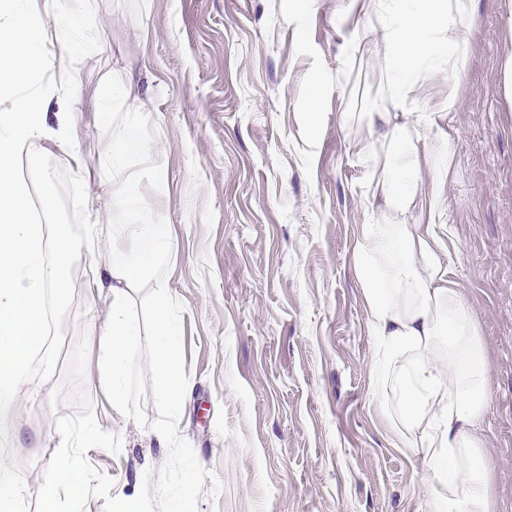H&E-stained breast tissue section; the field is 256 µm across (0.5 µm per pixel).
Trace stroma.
<instances>
[{
    "label": "stroma",
    "mask_w": 512,
    "mask_h": 512,
    "mask_svg": "<svg viewBox=\"0 0 512 512\" xmlns=\"http://www.w3.org/2000/svg\"><path fill=\"white\" fill-rule=\"evenodd\" d=\"M468 52L454 75L412 86L405 109L428 112L425 135L454 140L447 167L423 160L418 195L387 209L361 150L383 133L388 49L369 0H94L95 53L77 59L76 148L42 161L55 220L86 221L83 197H104L95 97L133 78L141 130L161 150L139 168L137 193L171 231L167 289L183 319L189 379L178 431L221 482L199 512H425L433 485L415 449L398 447L375 407L376 340L356 254L362 226L416 224L477 321L488 355L483 451L497 463L498 512H512V0H474ZM317 112H308L310 97ZM99 254L70 272L62 314L34 357L38 396L23 400L12 448L35 512L57 421L89 395L120 453L89 462L135 497L168 446L108 400L103 351L90 341L82 383L69 373L81 332L106 316L87 285Z\"/></svg>",
    "instance_id": "35a3bbf8"
}]
</instances>
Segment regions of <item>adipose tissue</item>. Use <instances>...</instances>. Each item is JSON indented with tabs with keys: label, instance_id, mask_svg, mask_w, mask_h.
Here are the masks:
<instances>
[{
	"label": "adipose tissue",
	"instance_id": "1",
	"mask_svg": "<svg viewBox=\"0 0 512 512\" xmlns=\"http://www.w3.org/2000/svg\"><path fill=\"white\" fill-rule=\"evenodd\" d=\"M381 36L388 48L387 92L392 105L406 101L409 85L441 64L456 66L466 54L462 37L472 20V0H377ZM96 44L90 0H0V499L12 512L25 486L11 463L16 421L31 392L29 366L46 354L50 304H61L71 268L93 254L99 225H109L112 247L103 258L105 278L88 285L91 298L107 299L97 341L102 380L112 401L130 407L135 395L126 375L140 334L130 314L131 294L144 280L156 285L153 336L161 400L179 406L182 318L167 294L171 241L153 205L139 197L134 162L154 163L158 149L146 138L131 93L119 88L98 98L104 141L103 168L121 182L112 206L95 224H47L57 202L35 195L46 174L39 148L50 141L70 165L80 166L72 115L49 116L57 99L72 102L76 57ZM425 112L396 124L381 147L366 145L365 162L379 169L388 202L413 200L422 155L443 168L452 142L425 140ZM359 277L378 344L375 366L383 386L373 400L387 412L384 386L397 382L402 397L392 430L400 447L415 449L437 485L426 512H496L495 469L483 452L488 359L476 320L457 284L446 278L429 241L413 225L380 220L362 227Z\"/></svg>",
	"mask_w": 512,
	"mask_h": 512
}]
</instances>
